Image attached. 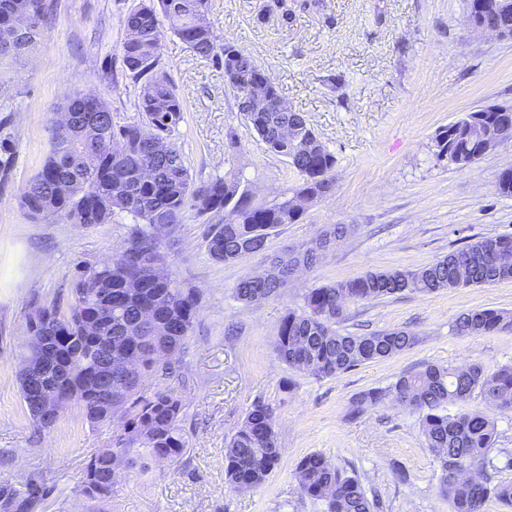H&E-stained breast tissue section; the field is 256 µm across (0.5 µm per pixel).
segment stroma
Returning <instances> with one entry per match:
<instances>
[{
  "label": "stroma",
  "instance_id": "stroma-1",
  "mask_svg": "<svg viewBox=\"0 0 512 512\" xmlns=\"http://www.w3.org/2000/svg\"><path fill=\"white\" fill-rule=\"evenodd\" d=\"M35 52L0 67V142L12 156L0 176V483L24 477L46 489L38 512H324L303 495L296 463L310 453L357 477L376 512H448L439 468L420 417L388 395L405 371L424 364L494 370L512 364V328L480 336L454 329L475 309L512 312V283L405 291L349 306L337 329L364 334L406 329L415 345L394 357L320 379L288 367L275 351L278 326L301 309L309 289L369 271L414 270L484 237L512 235V197L496 179L512 167V141L467 168L437 161L435 135L487 103L512 106V39L470 31L466 0H320L290 22L268 0H211L219 38L235 42L277 84L286 104L307 116L336 156L335 188L297 224L271 236L266 253L224 264L209 255L207 226L186 212L169 266L200 294L182 355L186 441L183 455L148 474L122 468L109 499L80 492L87 460L112 438L71 407L50 428L30 418L19 390L26 316L33 306L69 303L79 266L113 257L132 223L33 222L18 207L48 150V129L73 88L108 103L119 125L137 121L141 87L123 61V18L136 0H46ZM159 68L186 105L170 140L194 183L238 175L266 203L290 192L297 173L267 151L238 112L224 72L167 36ZM331 224H346L320 264L294 275L276 296L239 302V280L261 273L271 255L309 246ZM378 390L362 413L355 402ZM273 407L282 455L257 488H228L225 445L255 401ZM400 464L408 482L395 477Z\"/></svg>",
  "mask_w": 512,
  "mask_h": 512
}]
</instances>
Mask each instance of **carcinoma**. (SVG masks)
<instances>
[{
	"mask_svg": "<svg viewBox=\"0 0 512 512\" xmlns=\"http://www.w3.org/2000/svg\"><path fill=\"white\" fill-rule=\"evenodd\" d=\"M46 12V0H0V65L37 47ZM467 12L497 18L503 35L512 37V0H467ZM209 13V0H150L130 9L123 19L122 50L127 69L143 80L138 101L141 120L118 126L106 102L73 89L65 105L71 120L65 126L49 127L47 154L19 198L21 211L34 220L110 224L114 215L127 213L135 221L111 263L79 267L71 303L34 307L26 320L35 335L52 337L55 352L66 362V377L46 376L62 395L60 411L76 405L92 424L116 423L111 445L84 467L82 493L94 501L109 497L112 460L146 470L152 461L180 457L185 448L179 426L185 403L168 381L181 377V354L198 313L199 296L175 278L160 280L146 274L144 263L167 257L154 230L166 226L173 232L184 213L193 210L207 217L210 256L233 263L254 251L265 252L271 236L286 224L299 223L309 204L334 189L336 156L300 112H254L248 119L267 150L286 158L300 176L292 197L256 204L235 175L194 183L182 153L167 141L185 121V105L167 76L158 71L165 39L159 15L173 21V33L194 55L224 68V79L236 98L259 86L272 99L280 98L267 70L248 55L232 56V41L217 43L211 22L204 21ZM511 129L512 112L503 105H485L438 132V154L467 167L484 156L483 144L504 139ZM146 169L147 178L142 176ZM347 229L345 224H332L305 250L271 256L265 275L236 285V298L258 305L277 294L292 266L314 267L323 257L321 245L336 243ZM504 283H512V237H484L414 271L367 272L312 289L305 308L290 310L282 319L275 350L294 369L318 378L334 377L391 358L415 343V336L403 329L340 333L334 325L344 319L346 304L406 290L431 294ZM90 322L96 329L88 334L85 327ZM508 327H512L511 312L478 309L461 314L454 330L483 335ZM157 345L167 350L166 357L155 356ZM91 351L112 354V397L107 402L96 393L99 369L85 360ZM127 355L138 361V370L131 374L123 364ZM19 384L30 416L47 427L33 388L22 375ZM391 392L421 418L426 448L439 462V493L448 501V512H484L491 498L512 508V482L494 484L489 475L468 476L493 466L495 418L465 408L454 415L444 412L447 404L464 405L477 394L498 412L511 413L512 365L492 373L479 364L461 369L426 365L402 374ZM280 460L274 410L257 401L225 450L227 482L258 487ZM294 475L301 492L322 501L326 512L376 508L356 477L335 469L320 454L302 457ZM44 497L45 489L32 479L20 485L1 483L0 512H35Z\"/></svg>",
	"mask_w": 512,
	"mask_h": 512,
	"instance_id": "obj_1",
	"label": "carcinoma"
}]
</instances>
